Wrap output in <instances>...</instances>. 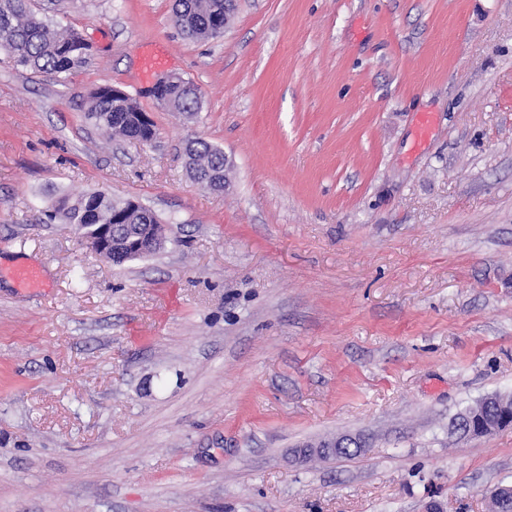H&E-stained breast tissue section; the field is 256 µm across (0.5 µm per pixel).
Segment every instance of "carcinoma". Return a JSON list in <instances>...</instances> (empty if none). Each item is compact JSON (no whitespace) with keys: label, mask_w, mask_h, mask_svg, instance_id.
I'll list each match as a JSON object with an SVG mask.
<instances>
[{"label":"carcinoma","mask_w":512,"mask_h":512,"mask_svg":"<svg viewBox=\"0 0 512 512\" xmlns=\"http://www.w3.org/2000/svg\"><path fill=\"white\" fill-rule=\"evenodd\" d=\"M235 0H178L175 24L181 34L190 40L201 41L215 37V20L224 14L234 15ZM7 34L0 41V51L7 54L17 67L34 73H54L66 78L72 69L84 61L79 43L82 36L74 29L60 28L46 16V8L40 0H0V34ZM174 112L193 116L202 107L197 86L181 88L167 100ZM135 99L112 96V86L98 87L91 95L87 117L106 134L130 137L133 132L126 127H116L112 114L139 112ZM188 164L193 177L211 171L215 179L228 177L224 173V151L202 138L188 141ZM47 217L51 221L73 224L80 228L84 238L91 236V226L106 224L112 220V196L103 191L72 196L61 194L53 200Z\"/></svg>","instance_id":"cac0c4a2"}]
</instances>
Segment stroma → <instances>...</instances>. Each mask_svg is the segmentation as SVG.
Masks as SVG:
<instances>
[{
    "mask_svg": "<svg viewBox=\"0 0 512 512\" xmlns=\"http://www.w3.org/2000/svg\"><path fill=\"white\" fill-rule=\"evenodd\" d=\"M175 8L61 0L90 46L63 83L0 53V512H489L512 426L452 423L512 394V0H239L205 42ZM105 84L154 140L88 119ZM60 190L139 201L163 247L113 264L47 220ZM186 84L191 85L192 88H181L175 91L167 100V106L173 112H184L194 116L202 107L201 94L197 85L190 82ZM187 148L189 151L187 154L189 169L198 182H202L201 175L206 174L208 171L218 173V175L214 177V179L218 181H223L224 177L227 182L229 181L228 163L226 164L224 174V164L227 159L224 156L223 150L199 137L190 139ZM482 411V405H474L471 407L468 416L466 417V422L468 423L466 432L470 436H486L493 432L495 429L499 427H506L512 425V407L506 408V410L503 413V416L499 423L495 427H485V428H479L478 430L476 428L472 427L473 419L476 418Z\"/></svg>",
    "mask_w": 512,
    "mask_h": 512,
    "instance_id": "stroma-1",
    "label": "stroma"
}]
</instances>
